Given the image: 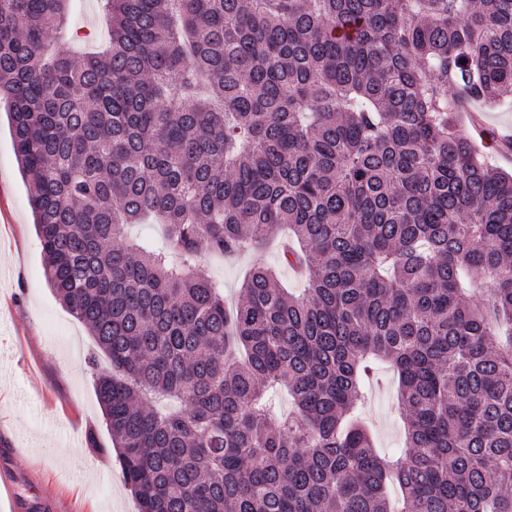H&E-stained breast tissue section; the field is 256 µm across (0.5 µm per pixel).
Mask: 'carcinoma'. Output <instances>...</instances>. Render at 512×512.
<instances>
[{"mask_svg":"<svg viewBox=\"0 0 512 512\" xmlns=\"http://www.w3.org/2000/svg\"><path fill=\"white\" fill-rule=\"evenodd\" d=\"M68 2L0 0V102L138 512H512V173L458 119L512 98V0H106L102 54L51 48ZM277 226L303 292L226 305L202 251ZM392 372L381 368L378 383L373 384L364 411V418L370 425L379 448H398L402 436V420L395 403V387L392 386Z\"/></svg>","mask_w":512,"mask_h":512,"instance_id":"obj_1","label":"carcinoma"}]
</instances>
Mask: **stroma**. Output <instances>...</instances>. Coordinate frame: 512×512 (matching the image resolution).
I'll return each mask as SVG.
<instances>
[{
    "instance_id": "obj_1",
    "label": "stroma",
    "mask_w": 512,
    "mask_h": 512,
    "mask_svg": "<svg viewBox=\"0 0 512 512\" xmlns=\"http://www.w3.org/2000/svg\"><path fill=\"white\" fill-rule=\"evenodd\" d=\"M70 35L52 34L61 48L101 52L108 45L110 19L100 0H71ZM464 127L479 124L476 140L484 156L512 171V152L498 143L512 139V103L472 104L460 114ZM274 230L266 248L252 255L201 262L224 284V299L234 302L240 282L255 263L277 266L283 284L303 285L282 266ZM97 346L84 326L60 303L44 276V258L33 226L26 185L20 175L13 135L0 112V443L14 442L25 453L16 470L39 471L45 487L57 492L74 512H138L125 485L116 451L98 404L86 360ZM389 369H380L364 417L378 447L397 448L402 420Z\"/></svg>"
}]
</instances>
